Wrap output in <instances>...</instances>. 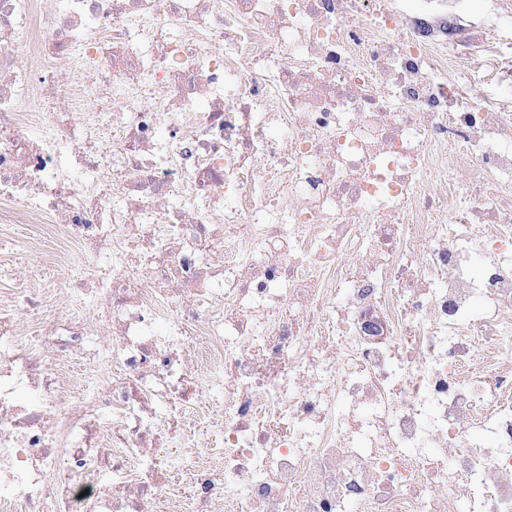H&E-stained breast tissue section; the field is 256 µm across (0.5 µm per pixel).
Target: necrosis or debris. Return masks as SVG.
I'll list each match as a JSON object with an SVG mask.
<instances>
[{
  "instance_id": "necrosis-or-debris-1",
  "label": "necrosis or debris",
  "mask_w": 512,
  "mask_h": 512,
  "mask_svg": "<svg viewBox=\"0 0 512 512\" xmlns=\"http://www.w3.org/2000/svg\"><path fill=\"white\" fill-rule=\"evenodd\" d=\"M421 2L0 0V512H512V0Z\"/></svg>"
}]
</instances>
